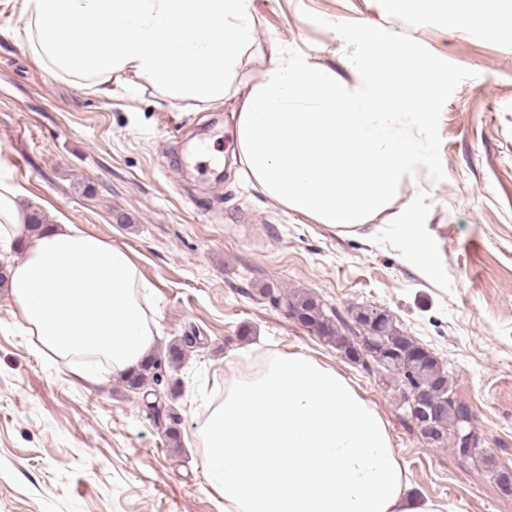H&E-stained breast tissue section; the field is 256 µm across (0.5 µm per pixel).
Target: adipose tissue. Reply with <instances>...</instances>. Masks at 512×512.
<instances>
[{"label":"adipose tissue","mask_w":512,"mask_h":512,"mask_svg":"<svg viewBox=\"0 0 512 512\" xmlns=\"http://www.w3.org/2000/svg\"><path fill=\"white\" fill-rule=\"evenodd\" d=\"M16 2L18 36L48 68L104 90L131 72L175 97L220 101L254 38L251 0ZM389 3L400 13L443 3L452 26L512 32V0ZM140 83L127 91L139 93ZM23 195L0 177V259L17 326L44 354L86 372L134 368L158 336L136 265L76 225L32 230ZM197 437L224 512H441L416 492L375 409L339 372L301 353L238 363Z\"/></svg>","instance_id":"obj_1"}]
</instances>
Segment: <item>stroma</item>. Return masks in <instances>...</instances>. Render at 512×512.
Listing matches in <instances>:
<instances>
[{
    "label": "stroma",
    "mask_w": 512,
    "mask_h": 512,
    "mask_svg": "<svg viewBox=\"0 0 512 512\" xmlns=\"http://www.w3.org/2000/svg\"><path fill=\"white\" fill-rule=\"evenodd\" d=\"M321 23L310 21V14ZM409 34L472 70L444 104L445 173L403 179L364 227L320 224L254 189L237 146L236 100L202 107L145 86L135 96L77 86L9 38L0 5V174L23 187L40 222L64 221L126 250L150 285L156 353L199 334L171 379L178 438L155 423L121 376L91 385L15 329L0 288V512H224L207 484L195 424L224 393L231 365L302 352L343 374L386 423L417 490L453 512H512L492 467L512 472V36L449 27L387 0H252L256 32L229 86L262 80L279 48L350 89L359 76L330 25ZM413 215L429 266L395 229ZM307 294L342 315L372 307L447 367L492 467L425 443L398 414L392 377L351 362L336 342L273 307L262 291Z\"/></svg>",
    "instance_id": "35a3bbf8"
}]
</instances>
